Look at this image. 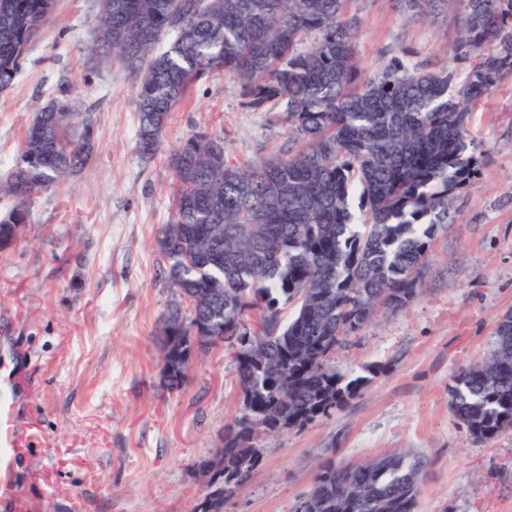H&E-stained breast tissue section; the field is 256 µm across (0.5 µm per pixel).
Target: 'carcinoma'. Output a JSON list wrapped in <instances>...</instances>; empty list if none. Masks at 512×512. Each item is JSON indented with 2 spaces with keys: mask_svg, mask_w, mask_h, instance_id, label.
I'll list each match as a JSON object with an SVG mask.
<instances>
[{
  "mask_svg": "<svg viewBox=\"0 0 512 512\" xmlns=\"http://www.w3.org/2000/svg\"><path fill=\"white\" fill-rule=\"evenodd\" d=\"M450 1L460 16L455 58L498 44L462 85L451 67L426 71L399 60L361 79L352 0H98L96 47L138 83L142 155L158 152L171 112L220 71L239 82L245 107L286 115L296 145L245 170L224 163L217 133L195 135L171 156L174 211L157 246L168 282L189 304L171 308L164 323L162 376L177 389L194 358L234 343L241 349L233 362L242 414L224 428L217 461L207 463L223 483L197 512H224L253 477L258 436L302 427L358 396L367 380H344L330 353L379 312L420 293L432 242L478 171L470 108L512 75V0L394 3L416 19ZM55 6L0 0V92ZM58 125L75 132L67 151L46 138ZM92 127V116L64 98L36 113L0 181V196L13 200L0 214L1 250L30 222L36 193L89 163ZM448 392L474 437L512 428L511 312L489 353L462 368ZM428 469L421 453L327 457L295 512H418Z\"/></svg>",
  "mask_w": 512,
  "mask_h": 512,
  "instance_id": "cac0c4a2",
  "label": "carcinoma"
}]
</instances>
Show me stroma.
<instances>
[{
	"label": "stroma",
	"instance_id": "stroma-1",
	"mask_svg": "<svg viewBox=\"0 0 512 512\" xmlns=\"http://www.w3.org/2000/svg\"><path fill=\"white\" fill-rule=\"evenodd\" d=\"M364 74L398 59L464 80L482 58L450 62L456 8L407 20L391 0H353ZM97 0H57L0 92V177L36 112L67 96L94 120V157L30 204L17 241L0 250V368L22 382L31 435L16 460L28 512H195L202 465L240 414L229 349L195 361L178 390L161 383L163 325L180 297L156 243L171 218L172 151L193 135L224 136V161L244 169L280 155L287 121L243 106L216 72L172 112L153 157L136 148L135 79L92 57ZM484 152L478 174L438 231L407 306L378 313L330 356L337 374L366 376L361 395L330 416L259 438L262 462L224 512H294L325 457L408 451L431 467L418 512H512V430L474 438L448 407V386L491 347L512 311V77L471 110Z\"/></svg>",
	"mask_w": 512,
	"mask_h": 512
}]
</instances>
